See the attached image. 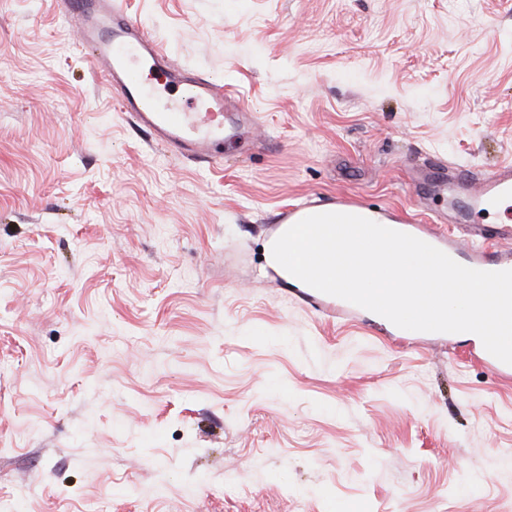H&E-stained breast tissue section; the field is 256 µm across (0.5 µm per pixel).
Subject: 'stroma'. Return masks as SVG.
Wrapping results in <instances>:
<instances>
[{"label":"stroma","mask_w":512,"mask_h":512,"mask_svg":"<svg viewBox=\"0 0 512 512\" xmlns=\"http://www.w3.org/2000/svg\"><path fill=\"white\" fill-rule=\"evenodd\" d=\"M258 142L152 146L56 0H0V512H512L475 341L322 319L263 245L335 203L454 223L512 162V0H123Z\"/></svg>","instance_id":"1"}]
</instances>
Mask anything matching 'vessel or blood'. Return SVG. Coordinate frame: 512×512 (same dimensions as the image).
Listing matches in <instances>:
<instances>
[{
	"label": "vessel or blood",
	"instance_id": "b4317fda",
	"mask_svg": "<svg viewBox=\"0 0 512 512\" xmlns=\"http://www.w3.org/2000/svg\"><path fill=\"white\" fill-rule=\"evenodd\" d=\"M60 11L81 32L80 46L90 68L118 91L120 104L134 122L148 129L157 146L176 156L217 162L228 144L246 146L253 117L248 112L228 118L224 86L177 65L156 39L119 9L115 0H59ZM148 65L165 74L175 87L161 98L143 82L139 68ZM440 187L464 197L463 220L470 235L460 245L454 233L426 231L409 224L404 233L448 254L460 264L482 271L512 269V225L489 223L490 214L512 201V164L473 179L464 166L430 170Z\"/></svg>",
	"mask_w": 512,
	"mask_h": 512
}]
</instances>
